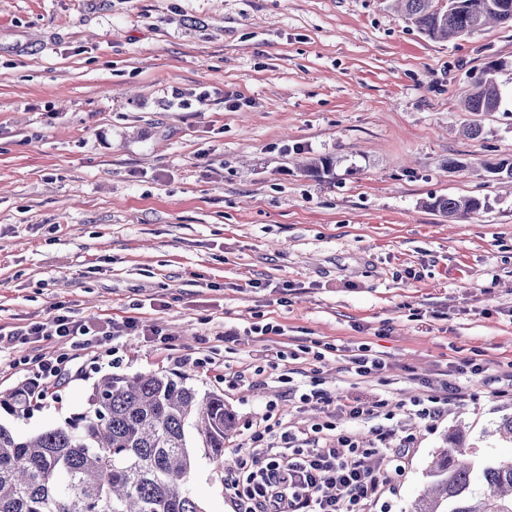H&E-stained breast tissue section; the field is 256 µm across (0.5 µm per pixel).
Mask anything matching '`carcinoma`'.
<instances>
[{
	"instance_id": "1",
	"label": "carcinoma",
	"mask_w": 512,
	"mask_h": 512,
	"mask_svg": "<svg viewBox=\"0 0 512 512\" xmlns=\"http://www.w3.org/2000/svg\"><path fill=\"white\" fill-rule=\"evenodd\" d=\"M394 10L434 39L461 38L512 23V0H392ZM488 65L463 100L468 112H497L503 92ZM429 206L450 221L488 208L479 195L440 196ZM24 385L0 394V410L18 419L38 405ZM236 429L224 396L160 372L106 373L84 412L22 436L0 423V512H205L187 490L192 445L224 472V443ZM429 470L432 484L409 512H512V456L477 466L461 432Z\"/></svg>"
}]
</instances>
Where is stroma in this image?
I'll use <instances>...</instances> for the list:
<instances>
[{
	"label": "stroma",
	"instance_id": "obj_1",
	"mask_svg": "<svg viewBox=\"0 0 512 512\" xmlns=\"http://www.w3.org/2000/svg\"><path fill=\"white\" fill-rule=\"evenodd\" d=\"M504 61L498 112L462 106ZM184 92L175 100L173 89ZM480 127L463 136V127ZM325 158L329 171L305 172ZM512 160V26L436 41L387 0H0V331L52 316L159 333L103 337L25 418L22 435L83 412L93 381L160 371L222 394L236 461L266 415L303 435L252 325L334 344L294 385L388 398L402 471L371 512H408L456 425L483 459L512 455L493 430L512 414V189L484 166ZM481 195L459 222L439 196ZM383 355L355 382L343 347ZM55 341L0 349V391ZM481 362L466 396L412 414L447 364ZM244 371L225 379V365ZM188 489L234 512L205 457Z\"/></svg>",
	"mask_w": 512,
	"mask_h": 512
}]
</instances>
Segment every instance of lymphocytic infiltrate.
Returning <instances> with one entry per match:
<instances>
[{"instance_id":"lymphocytic-infiltrate-1","label":"lymphocytic infiltrate","mask_w":512,"mask_h":512,"mask_svg":"<svg viewBox=\"0 0 512 512\" xmlns=\"http://www.w3.org/2000/svg\"><path fill=\"white\" fill-rule=\"evenodd\" d=\"M96 326L78 322L67 314L47 322L29 324L0 334L4 342L35 343L47 337L67 343L79 336L96 335ZM288 397L301 405H335L337 413L352 421H373L374 439L366 443L353 433L337 430L330 421L312 424V437L300 442L291 433L281 436L280 445H263L273 426L256 433L258 447L239 457L235 468L224 477L225 492L238 503V512H370V505L386 491L380 472L401 468L408 452V439H395L387 421L392 414L388 402L365 401L347 394L330 397L321 389L309 391L292 386L288 374Z\"/></svg>"}]
</instances>
